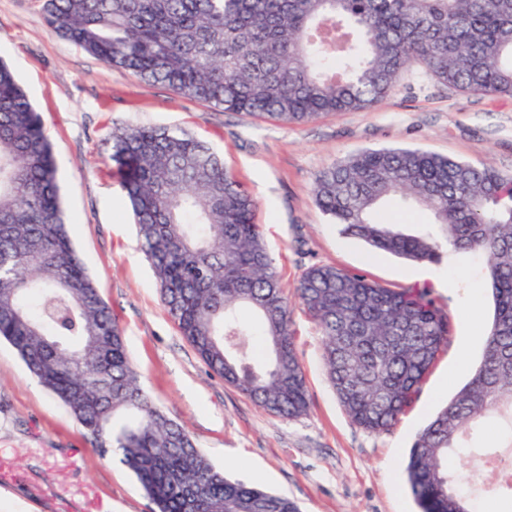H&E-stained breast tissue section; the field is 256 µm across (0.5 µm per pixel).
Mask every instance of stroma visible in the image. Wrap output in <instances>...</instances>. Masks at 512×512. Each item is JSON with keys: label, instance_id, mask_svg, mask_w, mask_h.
<instances>
[{"label": "stroma", "instance_id": "35a3bbf8", "mask_svg": "<svg viewBox=\"0 0 512 512\" xmlns=\"http://www.w3.org/2000/svg\"><path fill=\"white\" fill-rule=\"evenodd\" d=\"M44 0H0V58L43 120L59 166L76 247L123 330L128 354L155 402L183 423L211 463L295 501L302 512H418L400 462L415 434L468 379L491 322L482 257L448 253L436 264L374 254L344 237L312 201L315 174L365 148L412 147L512 176V98L468 94L411 70L372 109L282 125L185 98L109 68L47 24ZM178 127L224 159L253 194L254 221L286 293L312 264L391 288L429 287L450 318L448 341L389 432L353 424L329 387L322 340L294 307L291 329L310 399L307 415L278 418L211 376L161 301L108 160L114 124ZM471 337L461 349L462 337ZM474 512H512L488 495L494 475L467 456ZM115 456H99L82 427L0 341V512H151Z\"/></svg>", "mask_w": 512, "mask_h": 512}]
</instances>
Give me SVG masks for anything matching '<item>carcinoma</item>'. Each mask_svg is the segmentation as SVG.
Returning <instances> with one entry per match:
<instances>
[{"label": "carcinoma", "instance_id": "cac0c4a2", "mask_svg": "<svg viewBox=\"0 0 512 512\" xmlns=\"http://www.w3.org/2000/svg\"><path fill=\"white\" fill-rule=\"evenodd\" d=\"M44 12L109 67L282 125L367 111L413 65L466 93L512 97V0H45ZM111 160L167 313L209 373L277 417L305 415L288 297L251 194L180 128L119 125ZM397 198L430 214L423 230L382 213ZM313 200L378 252L417 263L484 256L494 317L481 360L405 465L420 512H472L449 458L512 448V178L420 149L366 148L320 170ZM72 225L40 115L0 60V339L99 454L119 456L155 512H300L226 477L155 404ZM296 295L340 405L364 430L389 431L447 341L448 314L427 287L387 288L331 265L309 267ZM485 424L500 430L498 445L476 444Z\"/></svg>", "mask_w": 512, "mask_h": 512}]
</instances>
